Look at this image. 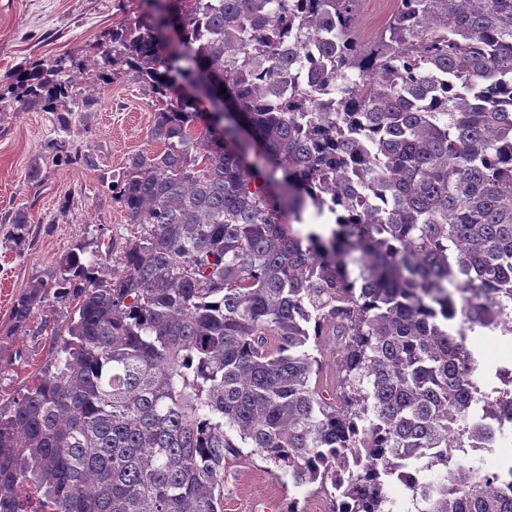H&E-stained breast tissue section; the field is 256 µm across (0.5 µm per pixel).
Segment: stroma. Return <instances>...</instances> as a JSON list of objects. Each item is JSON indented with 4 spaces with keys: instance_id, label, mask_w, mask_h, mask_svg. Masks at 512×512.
Masks as SVG:
<instances>
[{
    "instance_id": "1",
    "label": "stroma",
    "mask_w": 512,
    "mask_h": 512,
    "mask_svg": "<svg viewBox=\"0 0 512 512\" xmlns=\"http://www.w3.org/2000/svg\"><path fill=\"white\" fill-rule=\"evenodd\" d=\"M157 11L146 0H0V407L9 406L54 371L57 336L65 334L75 301L47 300L25 326L15 327V299L35 281L54 282L66 256L82 249L85 263L120 254L133 229L112 184L127 159L151 141L155 103L128 66L105 65L100 46L120 25L151 26ZM63 59L78 88L96 91L93 105L74 113L61 130L47 102L28 103L25 75L35 65ZM28 233L7 239L17 211ZM482 365L512 363V336L468 334ZM300 512H329L313 489L277 480L259 455L242 452L226 463L224 512H253L260 499Z\"/></svg>"
}]
</instances>
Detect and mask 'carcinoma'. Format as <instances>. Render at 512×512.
<instances>
[{
  "label": "carcinoma",
  "mask_w": 512,
  "mask_h": 512,
  "mask_svg": "<svg viewBox=\"0 0 512 512\" xmlns=\"http://www.w3.org/2000/svg\"><path fill=\"white\" fill-rule=\"evenodd\" d=\"M308 2L167 0L176 44L112 34L163 149L122 172L114 264L72 251L13 304L20 327L79 298L56 372L0 408V512H224L243 446L330 512H392L397 480L425 512H512V469L462 457L476 415L512 421L465 346L512 335V0H394L370 35L364 0ZM203 73L251 139L177 93ZM73 86L56 59L26 95L66 129Z\"/></svg>",
  "instance_id": "1"
}]
</instances>
